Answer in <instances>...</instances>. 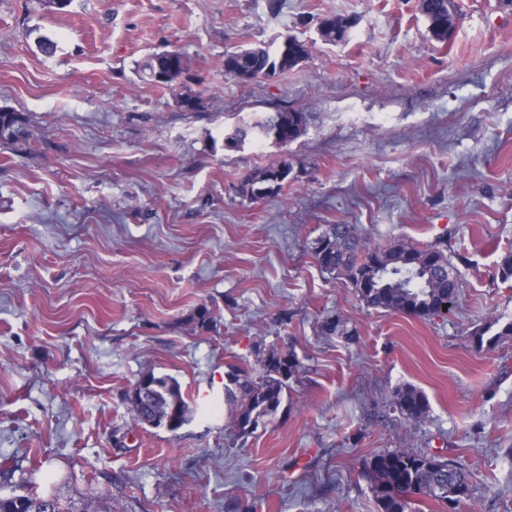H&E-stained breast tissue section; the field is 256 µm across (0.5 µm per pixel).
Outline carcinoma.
<instances>
[{
    "label": "carcinoma",
    "mask_w": 512,
    "mask_h": 512,
    "mask_svg": "<svg viewBox=\"0 0 512 512\" xmlns=\"http://www.w3.org/2000/svg\"><path fill=\"white\" fill-rule=\"evenodd\" d=\"M419 12L425 17L432 37L440 42L448 40V0H421ZM329 27L325 41L334 43L345 39L343 20L326 18ZM288 54L278 57L261 44L241 50L224 59V72L233 60L254 77L265 76L268 70L287 72L307 57L305 43L291 37ZM160 67L170 72L166 85L171 86L186 71L181 53L170 50L155 52L138 66L140 78L153 81ZM301 112L277 110L265 112L253 121L235 128L225 138V146L233 147L238 140L265 141L276 133L288 144L302 134L297 118ZM25 119L19 112L0 109V141L12 143L24 134ZM290 173L288 163L273 166L247 182L246 192L262 198L279 191ZM325 243L315 252L322 272L332 278H345L355 289L366 307L387 312H399L418 318H431L440 314L444 303H455L460 289L456 267L448 259L441 243L430 247H417L403 241L387 249L371 247L352 224H331L318 237ZM302 369L297 355L289 351L281 354L269 351L261 360V368L254 374L241 366H230L229 381L224 383V396L234 403L233 427L237 435L252 434L259 423L276 416L290 380ZM153 387L149 402L158 412L166 414L173 409L188 407L178 383L168 377H152ZM395 409L403 419L418 422L428 410L425 394L407 385L396 389L393 396ZM378 512H414L413 504L419 498H429L444 504H458L471 498L469 476L464 468L452 460L436 466L426 454L409 450H385L367 462ZM35 500L12 495L0 497V512H35Z\"/></svg>",
    "instance_id": "obj_1"
}]
</instances>
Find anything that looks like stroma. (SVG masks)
I'll list each match as a JSON object with an SVG mask.
<instances>
[{
    "mask_svg": "<svg viewBox=\"0 0 512 512\" xmlns=\"http://www.w3.org/2000/svg\"><path fill=\"white\" fill-rule=\"evenodd\" d=\"M448 42L417 0H0V495L111 503L114 512H377L365 465L384 450L464 467L458 512H512V322L498 277L512 251V0H457ZM355 22L346 42L318 23ZM45 35L54 56L36 47ZM293 35L307 58L243 83L224 57ZM182 53L175 88L138 78ZM203 107L185 111L181 93ZM304 113L286 146L225 148L260 112ZM288 163L276 193L247 178ZM356 225L374 247L443 240L461 275L442 317L367 308L321 271L315 242ZM208 310V328L195 316ZM339 319L353 340L323 332ZM303 369L277 415L237 437L229 365L258 348ZM175 379L189 420L137 422L146 373ZM429 401L419 422L396 388ZM175 53V57L173 58L175 61V65L173 68L170 67V62L172 58L170 55ZM168 68V72H170L169 80L166 83H156L153 81V76L155 71L160 67ZM186 71V61L183 55L177 51L172 50H164L161 52H155L151 56L149 55L143 63L138 66L137 72L140 75V78L143 80H147L154 85L157 86H172L183 73ZM24 124L25 119L21 113L0 109V141L4 143L18 141L24 134ZM393 404L406 421L418 422L429 410V402L425 394L410 385L396 389Z\"/></svg>",
    "mask_w": 512,
    "mask_h": 512,
    "instance_id": "35a3bbf8",
    "label": "stroma"
}]
</instances>
